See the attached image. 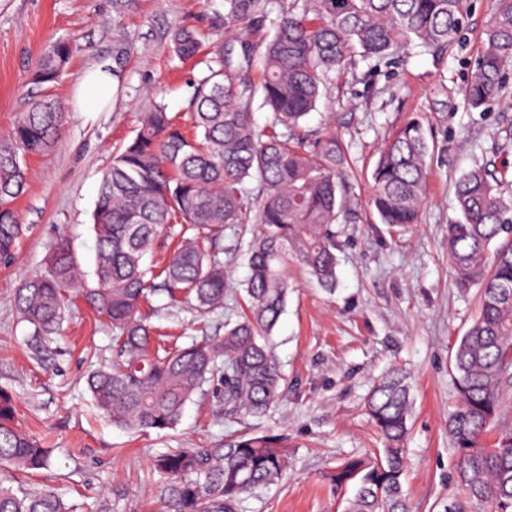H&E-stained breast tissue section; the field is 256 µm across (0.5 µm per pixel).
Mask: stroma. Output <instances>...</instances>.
Listing matches in <instances>:
<instances>
[{
	"instance_id": "1",
	"label": "stroma",
	"mask_w": 512,
	"mask_h": 512,
	"mask_svg": "<svg viewBox=\"0 0 512 512\" xmlns=\"http://www.w3.org/2000/svg\"><path fill=\"white\" fill-rule=\"evenodd\" d=\"M488 0H470L468 26L442 61L401 45L394 63L338 74L301 123L318 138L335 134L346 153L347 210L333 229L338 282L328 291L297 266L273 332L272 351L286 378L285 395L260 417L225 414L213 394L194 397L179 424L130 433L94 407L85 377L112 362V329L82 296L69 303L62 336L48 348L31 342L14 298L20 282L44 272L52 247L67 238L91 270L92 212L112 153L135 134L141 113L164 103L178 122L190 118V85L206 62L183 63L170 49L179 25L204 32L224 50H239L246 25L227 0H0V140L34 89L29 70L51 42L74 38L79 52L52 93L66 110L56 146L29 161L28 189L17 208L26 228L15 259L0 263V388L12 392L23 430L51 449V468L14 474L13 484L54 485L77 512H164L152 456L237 437L269 436L288 449L277 484L246 502L247 512H342L328 476L344 460L377 453L380 438L364 411L374 380L406 372L413 410L406 441V487L412 512H443L458 494L456 456L448 439L455 404L451 358L477 310V288L460 287L448 261V226L459 220L453 185L477 165L512 172V73L507 90L470 110L462 91L480 54ZM124 52V84L101 112L76 109L74 86L95 65ZM427 131V199L419 221L382 224L370 205L372 170L385 141L409 120ZM250 224L224 231V268L232 287L221 310L200 314L167 295L144 311L162 334H220L248 275Z\"/></svg>"
}]
</instances>
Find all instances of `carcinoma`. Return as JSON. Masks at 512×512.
Segmentation results:
<instances>
[{
    "label": "carcinoma",
    "instance_id": "obj_1",
    "mask_svg": "<svg viewBox=\"0 0 512 512\" xmlns=\"http://www.w3.org/2000/svg\"><path fill=\"white\" fill-rule=\"evenodd\" d=\"M232 17L261 30L268 0H227ZM467 0H283L273 37L244 41L240 51L209 50L208 74L191 85V130L159 105L140 118L134 137L113 153L95 208L93 276L88 287L76 254L61 238L46 270L24 279L15 303L42 345L60 333L77 288L112 328V365L92 371L87 390L112 425L135 431L175 428L188 402L210 387L224 407L257 417L284 394L270 339L288 294V267L300 264L319 286H336V233L344 212L336 136L307 139L300 121L317 108L328 83L355 58H389L398 42L419 46L435 60L459 39ZM476 68L464 88L470 109L498 98L512 67V0H490ZM182 60L203 52V35L182 26L170 36ZM79 50L69 38L40 54L32 84L48 89ZM261 60L258 84L244 78ZM273 119L258 127L255 99ZM52 95L32 97L9 136L0 141V261H10L24 228L14 203L27 189L28 158L50 151L65 123ZM429 144L414 119L385 142L372 172L371 204L381 222H418L426 199ZM507 172L484 166L457 181L461 219L448 225V258L458 283L480 288L477 314L459 340L452 366L457 401L448 435L457 452L458 499L444 512H512V201L503 196ZM257 183L251 197L248 182ZM180 231H175L176 225ZM254 224L244 306L224 335H203L164 353L152 351L154 329L142 308L164 291L202 312L224 309V227ZM178 237L156 271L146 255ZM365 409L383 448L373 459L343 464L331 481L352 487L342 512H410L404 489L403 443L412 399L408 377L392 370L372 387ZM288 454L265 437L180 448L158 455L160 498L169 512H244L259 489L277 483ZM51 466L50 451L17 428L12 395L0 389V470ZM0 512H73L50 486L14 488L0 481Z\"/></svg>",
    "mask_w": 512,
    "mask_h": 512
}]
</instances>
